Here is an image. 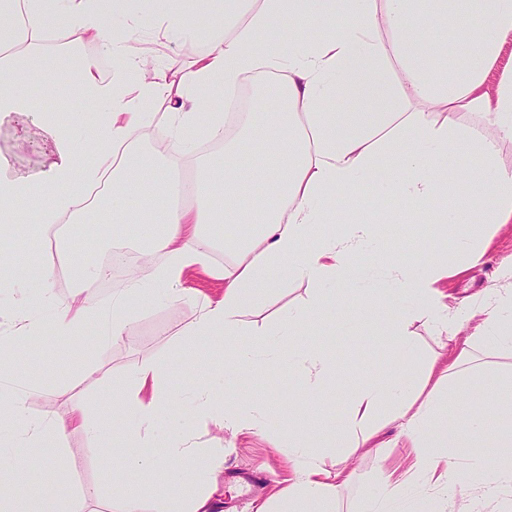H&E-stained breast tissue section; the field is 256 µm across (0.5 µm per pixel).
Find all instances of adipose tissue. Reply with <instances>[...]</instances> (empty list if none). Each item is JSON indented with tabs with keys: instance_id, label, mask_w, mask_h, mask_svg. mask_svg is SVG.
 Segmentation results:
<instances>
[{
	"instance_id": "adipose-tissue-1",
	"label": "adipose tissue",
	"mask_w": 512,
	"mask_h": 512,
	"mask_svg": "<svg viewBox=\"0 0 512 512\" xmlns=\"http://www.w3.org/2000/svg\"><path fill=\"white\" fill-rule=\"evenodd\" d=\"M474 12L488 20L477 36L456 39L451 51L424 49L420 20L432 17L453 30ZM202 14L217 20L211 49L165 69L154 67L136 37H118L106 27L109 20L127 18L135 28L153 30L165 20L169 32L189 33ZM286 17L299 23L288 42L279 33ZM510 39L512 0H0V115L32 120L48 148L45 169L31 181L11 177L0 159V244L16 224L78 223L90 211L87 189L102 184L114 222L136 225L142 246L165 257L152 278L131 276L108 311L77 300L55 305L52 269L13 262L0 270V278L20 288L9 340L39 333L45 323L35 313L49 307L48 324L58 336L96 321L103 343L120 342L130 302L195 296L183 278L193 268L210 269L219 244L231 257L218 274L224 291L206 298L181 333L210 343L228 377L261 374L260 361L249 354H225L223 338L234 335L244 306L284 280L316 288L364 284L361 303L380 320L394 298L413 297L415 310L384 329L398 371L365 382L337 429L343 437L356 435L382 403L391 402L392 421L418 450L413 470L438 475L431 512H447L456 464L431 451L454 447L455 425L424 390L471 361L474 343L512 345V258L500 263L479 306L448 307L440 289L453 274L448 242L476 267L484 240L512 224V167L499 162L502 148L512 147V74L496 85L489 79ZM452 52L459 64H449ZM104 57L112 62L107 72L100 65ZM247 75L271 78L267 91L280 99L281 109L262 119L251 110L238 113L241 135L232 138L223 117L205 112L203 104L212 94L237 95ZM336 93L355 98L359 111H324V100ZM158 101L166 103L173 129L195 126L221 145L204 170L194 171L181 207L169 204L173 187L165 168L181 163L190 144L168 143L163 166L140 146L147 108ZM469 116L477 117V125L466 124ZM245 145L253 161L240 166L236 159ZM452 151L478 157L479 166L450 167ZM460 181L470 190L440 212L445 230L426 259L411 265L396 258L390 277L373 278L366 248L379 241L380 225L394 221L387 200L397 199L419 216ZM362 187L371 192L365 217L343 234L324 231L337 191ZM222 224L247 225L248 233L216 242L208 229ZM420 318L438 332L464 338L452 361L433 358L423 376L407 372L416 355L407 324ZM39 393L36 385H0V406H7L10 419L0 430V446L60 449L73 430L100 445L143 446L168 398L162 369L152 362L128 377L109 425L92 419L80 399L72 400L67 417L48 411L32 418L29 403ZM494 443L501 458L479 466L492 491L512 484V413L503 415ZM161 446L162 456L126 455L122 461L144 473L162 472L167 485L180 490L168 512H211L223 449L204 446L192 431L176 427ZM288 448L306 453L310 462L297 468L275 506L258 512H336V491L349 475L319 464L321 447L307 432L289 435Z\"/></svg>"
}]
</instances>
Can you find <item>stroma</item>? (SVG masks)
Listing matches in <instances>:
<instances>
[{
  "label": "stroma",
  "mask_w": 512,
  "mask_h": 512,
  "mask_svg": "<svg viewBox=\"0 0 512 512\" xmlns=\"http://www.w3.org/2000/svg\"><path fill=\"white\" fill-rule=\"evenodd\" d=\"M0 155L7 161L9 173L18 179L37 178L46 167L43 139L32 123L16 118L0 119ZM107 230L115 241L131 240L137 234L134 226L116 224L107 208L98 209L88 225L74 224L67 238L59 240L57 254L68 260L101 255L102 245L96 240L99 230ZM512 256V225L494 233L486 252L484 265L461 269L449 279L444 290L451 297L478 304L489 286L498 262ZM122 279L111 285L84 290L67 275H56L55 300L64 305L80 300L96 307L106 304ZM316 290L306 282L287 280L281 288L260 295L254 304L243 310L237 335L226 337L227 346L252 350V331L277 330L290 311L307 305ZM346 299L339 314L326 321L304 325L297 337L307 349L323 348L333 358L331 377L324 385V399L335 417L346 414L358 386L370 377H385L393 367V356L387 336L377 321L362 316L357 301L358 291L346 289ZM198 302L188 299L157 300L132 307L131 317L122 341L106 345L99 339L100 325L86 323L75 335L58 339L50 335L40 338L39 346L25 341L13 347L0 348V357L12 365V374L19 386L42 385L40 397L29 405L32 417L45 411L66 416L74 391H82L90 407H98L121 391L129 372L145 362L162 365L166 382L174 396L169 415L193 428L202 442H221L224 446V469L219 474L218 512H255L256 507L273 492L287 488L290 472L277 445L288 430L310 431L318 443L325 444L327 435L319 420L309 417L313 399L298 385L292 364V353L283 350L280 361L269 367L260 378L241 376L227 381V394L239 405L255 410L265 404L260 420L263 431L232 426L204 424L190 393L195 388L215 383L218 365L212 359L208 344L185 341L181 328L196 314ZM193 352L192 361H185L184 349ZM475 359L463 366L459 377L451 379L438 390L449 416H456L461 401L482 397L491 400L497 411L512 408V352L476 348ZM110 368L111 386H99L87 376L89 365ZM376 439L387 446L375 450L366 442L355 448H327L323 465L328 470L342 469L351 473L350 483L336 493L337 512H367L371 502L382 500L385 477L390 472L405 473L415 455L414 449L397 440V429L385 414H378L368 424ZM459 448L452 455L458 473L447 512H503L512 502V488L498 495H488L479 474L473 470L476 461L498 459L487 433L461 432ZM65 455H56L46 448L29 458L30 479L14 484L9 455L0 456V483L14 485L19 496L37 499L44 486H53L57 496L74 501L77 512H97L98 499L78 500L80 489L102 483L99 458L102 448L91 442L83 432L71 433Z\"/></svg>",
  "instance_id": "1"
}]
</instances>
